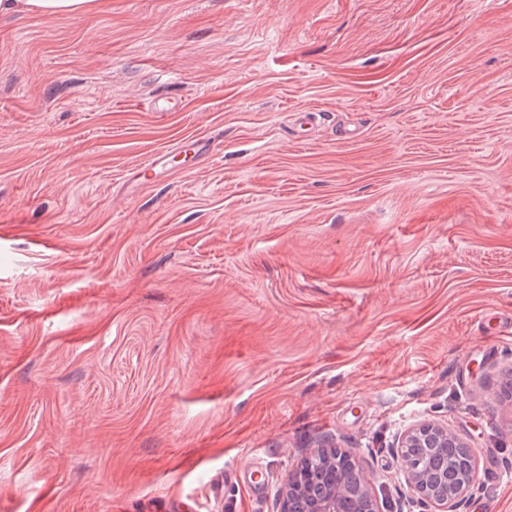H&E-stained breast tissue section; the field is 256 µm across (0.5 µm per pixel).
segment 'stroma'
Wrapping results in <instances>:
<instances>
[{"label":"stroma","mask_w":512,"mask_h":512,"mask_svg":"<svg viewBox=\"0 0 512 512\" xmlns=\"http://www.w3.org/2000/svg\"><path fill=\"white\" fill-rule=\"evenodd\" d=\"M422 421L512 512V0L0 18V512H277L328 441L393 489Z\"/></svg>","instance_id":"stroma-1"}]
</instances>
